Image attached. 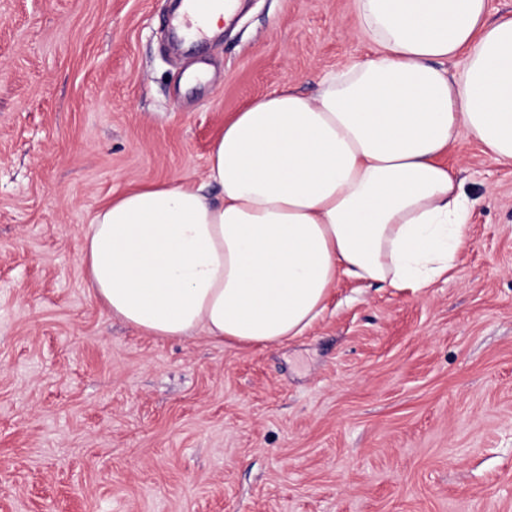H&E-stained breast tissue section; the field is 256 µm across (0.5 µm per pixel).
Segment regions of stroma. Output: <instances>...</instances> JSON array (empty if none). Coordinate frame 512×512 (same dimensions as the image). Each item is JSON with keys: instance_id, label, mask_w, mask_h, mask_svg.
Returning <instances> with one entry per match:
<instances>
[{"instance_id": "35a3bbf8", "label": "stroma", "mask_w": 512, "mask_h": 512, "mask_svg": "<svg viewBox=\"0 0 512 512\" xmlns=\"http://www.w3.org/2000/svg\"><path fill=\"white\" fill-rule=\"evenodd\" d=\"M0 0V512H512V166L420 292L343 279L303 336L241 349L104 314L81 262L123 192L202 180L225 122L370 48L354 0Z\"/></svg>"}]
</instances>
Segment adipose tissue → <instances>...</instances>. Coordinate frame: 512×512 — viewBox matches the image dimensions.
<instances>
[{"instance_id": "obj_1", "label": "adipose tissue", "mask_w": 512, "mask_h": 512, "mask_svg": "<svg viewBox=\"0 0 512 512\" xmlns=\"http://www.w3.org/2000/svg\"><path fill=\"white\" fill-rule=\"evenodd\" d=\"M355 10L371 55L325 73L315 96L251 102L203 182L94 213L82 263L106 312L152 336L276 345L321 317L339 278L417 292L452 269L471 202L439 158L471 138L512 165V18L490 21L489 0Z\"/></svg>"}]
</instances>
